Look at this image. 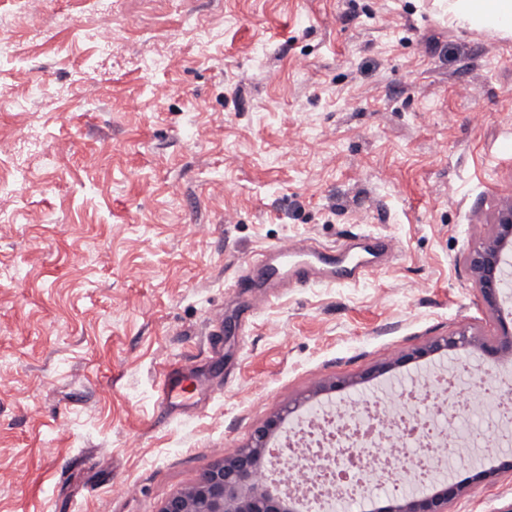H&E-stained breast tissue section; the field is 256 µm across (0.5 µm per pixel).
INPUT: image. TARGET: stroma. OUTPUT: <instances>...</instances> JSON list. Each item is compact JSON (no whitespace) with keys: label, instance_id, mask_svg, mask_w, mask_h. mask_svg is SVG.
I'll return each instance as SVG.
<instances>
[{"label":"stroma","instance_id":"stroma-1","mask_svg":"<svg viewBox=\"0 0 512 512\" xmlns=\"http://www.w3.org/2000/svg\"><path fill=\"white\" fill-rule=\"evenodd\" d=\"M434 2L112 0L104 54L88 0H0V145L28 146L0 215V512H158L339 377L335 409L410 391L487 432L512 353L361 379L512 329V287L491 312L464 263L512 205V39ZM352 233L394 257L355 283L233 288L264 248ZM176 366L209 390L170 415ZM511 453L489 435L452 469L448 512H507L512 473L472 476ZM479 351L489 357H497L502 352L512 351V332L507 327L502 328L501 336L494 340L486 339L482 336L469 334L467 330H458L444 336H437L428 341L423 346L415 349L412 353L397 358L393 362L385 363L376 367L364 376L362 380H372L380 374L392 370L397 366L419 362L447 352L459 351ZM186 370L181 368L164 374L157 388V402L162 409L182 405L190 398ZM354 384L353 379H339L321 383L316 387L315 390L309 394V396L300 403H296L294 407L288 409V413L297 411L300 407H304L306 404L316 400L324 394L335 393L341 391Z\"/></svg>","mask_w":512,"mask_h":512}]
</instances>
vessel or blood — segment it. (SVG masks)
<instances>
[{
    "instance_id": "1",
    "label": "vessel or blood",
    "mask_w": 512,
    "mask_h": 512,
    "mask_svg": "<svg viewBox=\"0 0 512 512\" xmlns=\"http://www.w3.org/2000/svg\"><path fill=\"white\" fill-rule=\"evenodd\" d=\"M395 249L386 237L360 235L325 246L312 240L281 243L262 250L250 261L251 278L262 279L265 287L288 284L355 283L369 273L380 257ZM189 377L185 369L167 371L158 388L161 408L182 405L189 398Z\"/></svg>"
}]
</instances>
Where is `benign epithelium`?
I'll use <instances>...</instances> for the list:
<instances>
[{"instance_id": "obj_1", "label": "benign epithelium", "mask_w": 512, "mask_h": 512, "mask_svg": "<svg viewBox=\"0 0 512 512\" xmlns=\"http://www.w3.org/2000/svg\"><path fill=\"white\" fill-rule=\"evenodd\" d=\"M512 247V207L502 209L492 225L490 236L468 252L465 262L482 299L491 309L498 308L504 289L509 287L505 274L504 251ZM479 351L489 357L512 351V332L502 327L501 336L489 340L466 330L437 336L412 353L367 372L369 381L397 366L419 362L442 353ZM356 383L354 379L324 382L302 402L288 409L294 412L324 394L341 391ZM285 421L284 413H272L257 427L249 442L224 456L204 471L190 487L174 492L162 503L158 512H304L298 501L286 491L274 492L256 482V474L265 466L270 443ZM374 464L365 468L362 456L351 457L352 466L360 471L375 472L384 478L390 474L388 456L372 455ZM466 482L444 483L431 493L387 501L379 512H448V504L460 496Z\"/></svg>"}]
</instances>
